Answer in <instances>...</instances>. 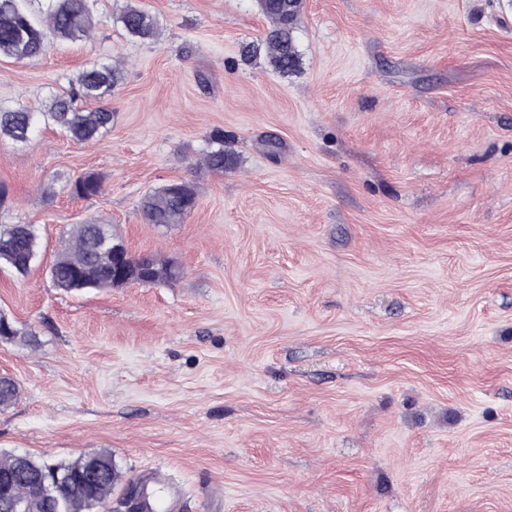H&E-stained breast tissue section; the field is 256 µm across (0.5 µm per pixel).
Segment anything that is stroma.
I'll return each instance as SVG.
<instances>
[{
  "instance_id": "1",
  "label": "stroma",
  "mask_w": 512,
  "mask_h": 512,
  "mask_svg": "<svg viewBox=\"0 0 512 512\" xmlns=\"http://www.w3.org/2000/svg\"><path fill=\"white\" fill-rule=\"evenodd\" d=\"M124 2L97 0L93 41L0 57V108L124 72L95 140L0 139V224L38 235L28 274L0 265L32 335L0 339V453L106 448L178 512H512V0H304L285 76L240 56L258 0H136L152 41ZM87 173L102 193L74 198ZM172 180L195 210L143 223ZM91 219L182 276L53 288ZM117 23L127 35L139 39H154L159 33L156 17L132 0H127L120 10ZM233 162L231 154L224 151V134L217 132L211 138L209 150L205 153V165L214 171H224V167L230 166Z\"/></svg>"
}]
</instances>
